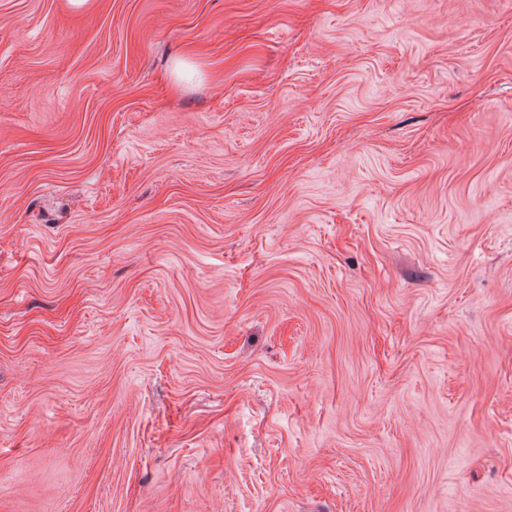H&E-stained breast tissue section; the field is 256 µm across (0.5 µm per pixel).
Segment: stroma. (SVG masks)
I'll return each instance as SVG.
<instances>
[{"instance_id": "obj_1", "label": "stroma", "mask_w": 512, "mask_h": 512, "mask_svg": "<svg viewBox=\"0 0 512 512\" xmlns=\"http://www.w3.org/2000/svg\"><path fill=\"white\" fill-rule=\"evenodd\" d=\"M0 512H512V0H0Z\"/></svg>"}]
</instances>
